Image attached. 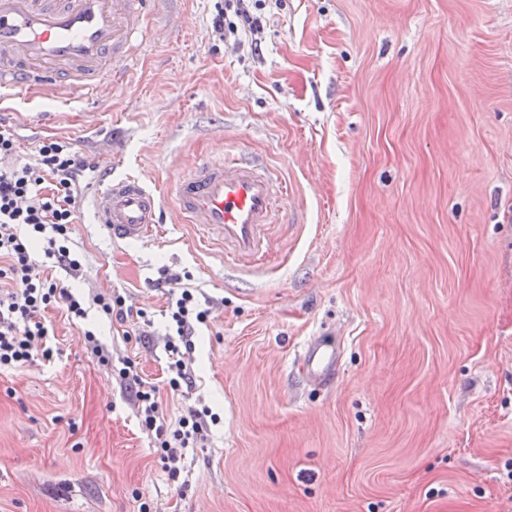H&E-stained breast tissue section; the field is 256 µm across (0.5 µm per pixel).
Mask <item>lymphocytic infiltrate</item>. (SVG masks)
<instances>
[{"instance_id":"1","label":"lymphocytic infiltrate","mask_w":512,"mask_h":512,"mask_svg":"<svg viewBox=\"0 0 512 512\" xmlns=\"http://www.w3.org/2000/svg\"><path fill=\"white\" fill-rule=\"evenodd\" d=\"M270 0H216L212 18L221 38L251 36L250 49L259 53ZM85 163L69 142L47 138L39 143L30 162L0 168V369H21L35 357L49 360L54 331L41 319L46 308L56 306L68 317L85 318V302L100 315L123 316L125 300L109 292L93 293L83 300L52 276L57 268L70 277L81 271L79 255L71 248L76 182ZM43 262H36L35 252ZM172 292L167 306L168 353L165 387L180 392L192 387L194 369L187 353L198 325L207 323L210 299L200 289L184 283L181 275L165 274ZM119 375L134 385V407L139 426L153 438L159 460L170 477H177L183 449L203 442L209 429V409L191 410L174 424H166L160 389L146 383L135 362L123 359Z\"/></svg>"}]
</instances>
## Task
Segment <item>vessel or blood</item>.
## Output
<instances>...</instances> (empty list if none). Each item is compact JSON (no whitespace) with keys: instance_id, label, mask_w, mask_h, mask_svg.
<instances>
[{"instance_id":"b4317fda","label":"vessel or blood","mask_w":512,"mask_h":512,"mask_svg":"<svg viewBox=\"0 0 512 512\" xmlns=\"http://www.w3.org/2000/svg\"><path fill=\"white\" fill-rule=\"evenodd\" d=\"M152 0H0V92L41 94L63 103L91 97L122 80L154 36ZM181 222L200 239L215 238L240 263L263 253L267 229L287 191L262 164L206 159L174 187ZM92 221L113 242H142L159 224L160 200L138 178L100 173L86 189ZM303 358L308 384L330 383L339 359L332 340L317 338Z\"/></svg>"}]
</instances>
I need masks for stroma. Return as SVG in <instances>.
<instances>
[{"mask_svg": "<svg viewBox=\"0 0 512 512\" xmlns=\"http://www.w3.org/2000/svg\"><path fill=\"white\" fill-rule=\"evenodd\" d=\"M213 13L167 0L166 34L105 101L0 100L21 152L70 142L156 189L164 219L115 244L76 201L82 272L59 280L128 314L48 309L52 360L0 370V512H512V0H281L257 56ZM229 154L275 167L295 205L249 275L173 203L185 170ZM165 270L215 303L178 394ZM316 337L341 351L324 388L297 369ZM126 357L171 417H219L178 478L138 424ZM92 304L96 307L100 315L112 320L115 317L123 318L125 311V299L121 295L109 292H96L91 297Z\"/></svg>", "mask_w": 512, "mask_h": 512, "instance_id": "35a3bbf8", "label": "stroma"}]
</instances>
